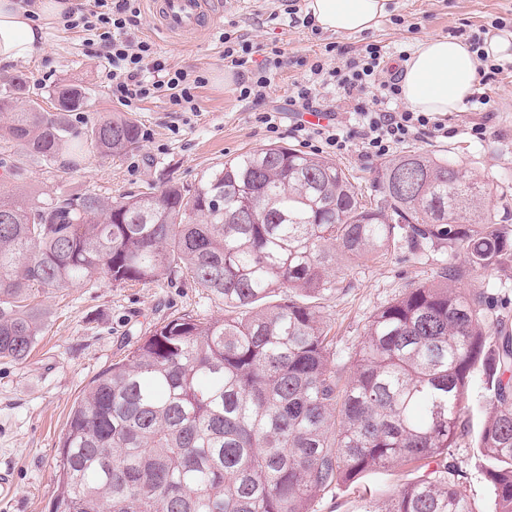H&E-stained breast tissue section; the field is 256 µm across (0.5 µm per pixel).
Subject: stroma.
<instances>
[{"label":"stroma","mask_w":512,"mask_h":512,"mask_svg":"<svg viewBox=\"0 0 512 512\" xmlns=\"http://www.w3.org/2000/svg\"><path fill=\"white\" fill-rule=\"evenodd\" d=\"M289 1L299 10L307 5V0H221L217 22L189 42L163 37L153 16L141 12L138 25L128 32L131 41H150L171 66L205 73L206 84L195 92V112L173 111L162 97L132 107L113 100L97 47L88 45L79 30L49 21L45 44L30 60L0 64V79L22 74L46 92L63 81L82 85L88 91L87 105L69 116L77 131L119 113L137 122L140 141L135 149L112 157L86 150L75 167L64 154L55 162L36 164L0 129V159L23 164L20 188L41 200L92 192L120 201L170 181L191 185L242 153L271 144L300 148L292 133L296 115L288 110V97L296 84L311 79L313 62L340 67L364 45L375 43L382 46L391 75L399 71L400 51H414L425 38L465 40L496 19L512 23V0H389L376 28L339 35L292 25L285 12ZM227 29L252 44L253 67L265 66L274 51H281L282 65L272 71L263 100L240 98L242 74L222 58L219 35ZM502 64L503 72L485 88L490 111L460 107L448 116V137L412 141L402 150L456 162L486 184L497 221L512 224V59L504 58ZM265 111L278 112V132H266L256 123L255 113ZM476 123L485 126L483 139L469 133ZM445 263L464 265L465 255L388 251L363 263L337 265L335 291L315 301L334 338L337 367L350 370L378 308L406 288L431 283ZM462 286L483 292L491 335L512 333V263L473 273ZM35 301L44 319L34 349L23 360L0 359V472L9 473L14 484L13 496L0 499V512H52L56 459L69 414L99 373L124 359L136 341L169 317L225 314L223 302L204 289L165 278L42 290ZM484 386L482 371H475L465 399L470 434L452 449L450 459L465 471L464 491L477 512H493V495L474 448L487 413ZM412 476V467L406 465L369 471L358 484L321 495L313 512H362L364 496L385 500Z\"/></svg>","instance_id":"obj_1"}]
</instances>
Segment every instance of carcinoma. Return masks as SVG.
Wrapping results in <instances>:
<instances>
[{
    "label": "carcinoma",
    "instance_id": "1",
    "mask_svg": "<svg viewBox=\"0 0 512 512\" xmlns=\"http://www.w3.org/2000/svg\"><path fill=\"white\" fill-rule=\"evenodd\" d=\"M43 108L26 78L0 85L9 139L36 163L139 142L135 120L69 125L86 89L61 82ZM368 204L343 169L295 148L238 155L192 186L122 201L84 193L32 200L0 191V358L21 360L42 318L35 288L188 281L245 310L174 317L100 373L71 409L54 512H312L333 485L372 469L416 476L363 512H475L449 449L468 433L463 406L486 364L488 412L476 441L495 512H512V336L489 351L484 296L460 283L512 262V224L487 189L424 153L385 161ZM464 251L467 265L408 288L371 316L349 376L315 306L336 260L384 251ZM275 304L263 300L275 292Z\"/></svg>",
    "mask_w": 512,
    "mask_h": 512
}]
</instances>
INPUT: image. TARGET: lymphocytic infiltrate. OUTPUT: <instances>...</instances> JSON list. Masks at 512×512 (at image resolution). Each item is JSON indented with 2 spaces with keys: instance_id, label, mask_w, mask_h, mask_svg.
<instances>
[{
  "instance_id": "f902f5d3",
  "label": "lymphocytic infiltrate",
  "mask_w": 512,
  "mask_h": 512,
  "mask_svg": "<svg viewBox=\"0 0 512 512\" xmlns=\"http://www.w3.org/2000/svg\"><path fill=\"white\" fill-rule=\"evenodd\" d=\"M136 0H94L93 8L77 5L62 15L65 28L85 33L90 44L99 46L107 62V78L112 97L132 106L156 96H165L174 111H196V89L204 86L206 77L200 71H187L169 66L153 43L131 42L130 26L139 15ZM224 58L235 68L247 71L239 85L242 99H263L270 84L269 69L279 68V59H272L268 68L251 69L252 48L236 32L227 30L220 36ZM383 55L378 45L368 44L358 57L350 59L345 68L324 71L321 63H313L314 75L326 76L336 83L344 99L354 102L351 123L325 125L295 124L293 131L304 145L321 151L341 154L355 144H363L367 154L381 158L398 146L426 136L444 138L448 135L447 120L427 112H416L402 104L398 77L382 79Z\"/></svg>"
}]
</instances>
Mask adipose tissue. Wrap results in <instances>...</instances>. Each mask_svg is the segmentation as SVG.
<instances>
[{"label": "adipose tissue", "mask_w": 512, "mask_h": 512, "mask_svg": "<svg viewBox=\"0 0 512 512\" xmlns=\"http://www.w3.org/2000/svg\"><path fill=\"white\" fill-rule=\"evenodd\" d=\"M387 0H308L307 12L321 30L356 34L377 26ZM64 0H0V63L30 59L45 39L43 21L58 18ZM477 61L467 43L430 37L404 61L402 97L414 110L445 114L457 111L471 94Z\"/></svg>", "instance_id": "1"}]
</instances>
